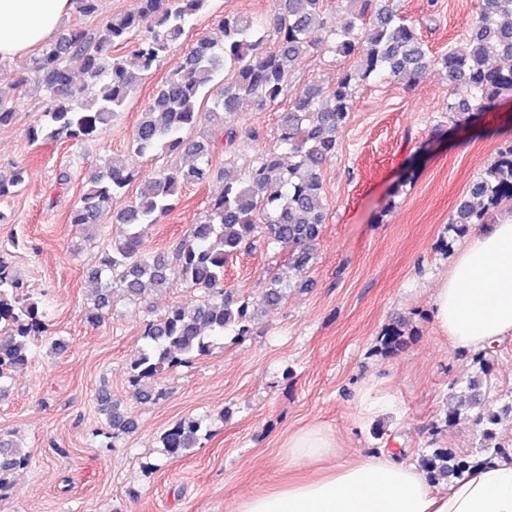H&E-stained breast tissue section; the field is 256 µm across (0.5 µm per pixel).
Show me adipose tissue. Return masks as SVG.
<instances>
[{
  "mask_svg": "<svg viewBox=\"0 0 512 512\" xmlns=\"http://www.w3.org/2000/svg\"><path fill=\"white\" fill-rule=\"evenodd\" d=\"M72 7V0H0V60L49 41ZM431 306L452 349L484 351L512 335V211L473 225ZM284 448L290 462H320L323 470L251 495L234 512H512L510 458L485 461L442 489L396 448L338 460L335 435L319 425L291 433Z\"/></svg>",
  "mask_w": 512,
  "mask_h": 512,
  "instance_id": "1",
  "label": "adipose tissue"
}]
</instances>
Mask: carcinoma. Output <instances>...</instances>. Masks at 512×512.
Returning a JSON list of instances; mask_svg holds the SVG:
<instances>
[{"label":"carcinoma","instance_id":"carcinoma-1","mask_svg":"<svg viewBox=\"0 0 512 512\" xmlns=\"http://www.w3.org/2000/svg\"><path fill=\"white\" fill-rule=\"evenodd\" d=\"M208 2L137 0L134 11L113 14L94 28H73L46 44L10 84L15 91L36 83L48 100L39 123L28 128L29 140L75 144L97 127L109 125ZM345 2L351 18L341 28L329 21L326 0H280L267 26L250 15L224 16L219 22L224 43L198 40L158 88L132 135L135 157L181 154L191 156L192 164L169 161L146 177L128 157L114 156L89 177L71 209L70 223L94 224L111 213L114 195L138 184L131 204L112 213L116 226L112 251L88 274L95 284L92 306L86 310L89 323L105 319L116 295L142 302L150 291L166 287L173 266L198 292L194 301L173 305L144 324V343L128 368L135 397L154 400L163 395L157 385L165 371L209 352L228 336L249 335L261 306L288 297L292 281L272 272L259 300L239 299L224 288L225 265L235 255L286 243L288 270L304 273L312 259L311 242L325 221L320 170L335 155L356 86L372 76H415L427 67L421 38L394 5L377 0ZM315 30L323 33L317 42L311 39ZM272 35L275 41L270 47ZM467 42V49H450L437 59L455 84L447 105L453 115L490 110L512 97V65H487L491 56L512 60V0H487L471 25ZM123 44L131 45V50L114 54L113 49ZM317 46L353 57L355 65L330 86L317 82L303 88L281 112L277 150L256 155L244 177L224 181V193L214 200L205 219L192 225L188 236L166 252L147 250L149 230L173 209L182 186L203 184L215 174L212 142L191 139L188 133L206 117L222 124L225 145L233 146L241 106L247 102L258 111L275 106L298 61ZM74 58L83 62L87 81L82 85L74 82L70 72L69 62ZM16 112V102L0 90V125L10 122ZM283 152L293 159L286 167ZM22 184L19 170L8 179L0 177V199L20 192ZM508 202H512V147L469 186L451 223L489 224L490 216ZM40 304L24 290L0 253V384L26 366L33 347L46 339L48 324ZM481 387V379L471 380L469 400L459 402L448 420L457 419L463 409L481 405ZM97 410L114 438L136 427L107 392L99 397ZM511 413L512 403H508L475 417L481 427L479 449L487 457L503 453L494 443L493 426L500 416ZM202 432V420H181L163 433L162 448L169 455L182 456L196 447ZM28 460L29 453L19 444L0 439V485ZM474 464L472 456L439 448L420 456V466L435 480L459 478Z\"/></svg>","mask_w":512,"mask_h":512}]
</instances>
